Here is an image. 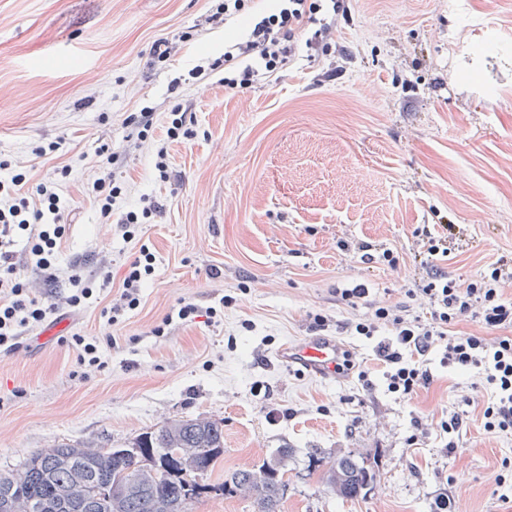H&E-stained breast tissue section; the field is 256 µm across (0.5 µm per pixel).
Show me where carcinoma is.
I'll return each mask as SVG.
<instances>
[{"label":"carcinoma","mask_w":512,"mask_h":512,"mask_svg":"<svg viewBox=\"0 0 512 512\" xmlns=\"http://www.w3.org/2000/svg\"><path fill=\"white\" fill-rule=\"evenodd\" d=\"M133 447V454L79 443L39 449L26 458L21 474L0 473V512H189L212 490L253 499L255 512H282L288 447L217 485L202 477L224 455L221 422L172 420L140 434ZM374 480L371 463L351 451L336 456L326 475L343 501L364 498Z\"/></svg>","instance_id":"1"}]
</instances>
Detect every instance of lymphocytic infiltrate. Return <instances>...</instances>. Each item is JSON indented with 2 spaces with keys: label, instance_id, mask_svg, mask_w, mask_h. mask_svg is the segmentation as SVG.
<instances>
[{
  "label": "lymphocytic infiltrate",
  "instance_id": "obj_1",
  "mask_svg": "<svg viewBox=\"0 0 512 512\" xmlns=\"http://www.w3.org/2000/svg\"><path fill=\"white\" fill-rule=\"evenodd\" d=\"M316 0H279L274 13L262 17L243 40L225 46L208 66L191 69L192 78L207 71L225 70L228 89L251 86L260 72H273L295 56L297 36L311 20ZM71 169H57L55 180L31 183L27 172L0 159V349L13 352L25 332L46 320L49 305L34 295L17 271L14 257L24 251L31 267L52 283L68 286L67 306L81 308L96 300L98 291L118 285L120 293L107 309L109 323L140 304V292L154 271L155 255L140 246L120 283L111 272L100 280L83 277L78 266L58 267L56 254L67 232L72 206L63 185ZM512 281V263L489 268L480 281L457 282L442 274L419 278L406 289L407 298L426 301L425 312L410 313L404 306L371 305L365 317L345 322L343 329L371 340L382 366L388 392L410 399L433 380L431 353H439L442 367L477 377L489 390L483 405L484 429L492 435L512 433V300L503 288ZM464 319L496 331L494 342L477 334L456 332Z\"/></svg>",
  "mask_w": 512,
  "mask_h": 512
}]
</instances>
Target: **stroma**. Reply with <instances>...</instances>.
Masks as SVG:
<instances>
[{"instance_id": "obj_1", "label": "stroma", "mask_w": 512, "mask_h": 512, "mask_svg": "<svg viewBox=\"0 0 512 512\" xmlns=\"http://www.w3.org/2000/svg\"><path fill=\"white\" fill-rule=\"evenodd\" d=\"M344 5L303 32L331 25L329 44L299 46L237 92L218 71L187 76L244 33L242 19L204 24L210 0H0V157L35 184L70 165L60 265L92 280L106 262L118 280L140 245L156 256L139 307L116 324L103 314L113 288L68 316L67 334L116 337L101 348L102 370L75 377L57 340L0 352V471L54 444L123 447L170 420L207 417L224 424L212 482L291 448L283 512H435L441 501L448 512H512V478L495 483L512 434L486 433L487 395L470 374L432 362V384L407 400L377 373L365 392L272 360L315 315L332 327L364 316L337 285L364 280L377 301L407 305L419 225L455 227L430 272L469 283L512 261V0ZM160 38L173 44L164 62L150 54ZM146 106L183 108L195 132L170 143L164 179L154 167L164 121L148 141L126 140L125 118ZM52 142L57 159L32 154ZM103 144L123 186L106 223L88 201ZM148 199L155 214L123 238L120 219ZM341 240L391 249L398 266L343 257ZM184 302L215 308L214 322L164 325ZM464 396L469 424L450 454L435 430ZM415 416L430 436L412 447ZM317 449L373 457L367 497L328 491L309 465Z\"/></svg>"}]
</instances>
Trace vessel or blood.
Masks as SVG:
<instances>
[{
    "label": "vessel or blood",
    "mask_w": 512,
    "mask_h": 512,
    "mask_svg": "<svg viewBox=\"0 0 512 512\" xmlns=\"http://www.w3.org/2000/svg\"><path fill=\"white\" fill-rule=\"evenodd\" d=\"M275 357L278 361L294 365L310 375L331 379L336 375L340 346L332 336H304L284 343Z\"/></svg>",
    "instance_id": "b4317fda"
}]
</instances>
